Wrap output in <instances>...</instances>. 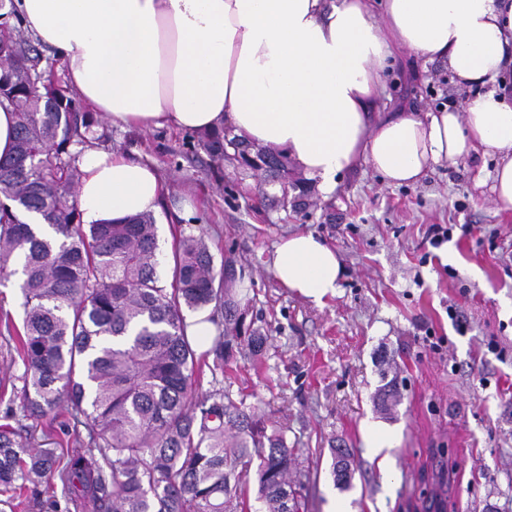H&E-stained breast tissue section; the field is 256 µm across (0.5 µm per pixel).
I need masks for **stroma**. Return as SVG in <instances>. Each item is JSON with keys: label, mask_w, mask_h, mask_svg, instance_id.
I'll return each instance as SVG.
<instances>
[{"label": "stroma", "mask_w": 512, "mask_h": 512, "mask_svg": "<svg viewBox=\"0 0 512 512\" xmlns=\"http://www.w3.org/2000/svg\"><path fill=\"white\" fill-rule=\"evenodd\" d=\"M463 86L446 66L401 55L386 77L387 112L460 105ZM101 149L154 164L165 179L155 215L160 251L179 233L204 234L215 263L233 262L251 297L246 309L267 338L263 366L232 364L231 391L289 447L320 461L309 512H414L450 468L447 512H512V205L491 191L498 159L478 154L440 166L415 185L390 186L369 166L340 178L300 209L273 207L266 173L218 162L195 133L172 127L122 131L100 121ZM435 224H472L474 235L429 243ZM310 232L336 250L343 277L316 303L284 288L271 256L285 236ZM19 275L0 277V365L9 360L6 322L22 318ZM456 318H449V309ZM394 387L391 410L376 394ZM382 427L380 454L368 432ZM352 449L349 489L329 473L330 451ZM387 468H380L382 457Z\"/></svg>", "instance_id": "1"}]
</instances>
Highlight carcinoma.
I'll return each mask as SVG.
<instances>
[{
  "label": "carcinoma",
  "mask_w": 512,
  "mask_h": 512,
  "mask_svg": "<svg viewBox=\"0 0 512 512\" xmlns=\"http://www.w3.org/2000/svg\"><path fill=\"white\" fill-rule=\"evenodd\" d=\"M41 62L29 40L0 29V106L18 116L0 158V274L18 266L23 297L21 325L5 322L22 372L20 410L0 424V490L31 492L52 473L55 449L35 447L25 421L62 409L77 434L56 474L66 512H308L284 431H268L224 386V367L262 360L267 342L244 326L234 265L216 267L203 235H181L167 283L153 214L83 223L75 148L94 138V117L76 96L50 94ZM199 144L235 160L242 141L222 130ZM185 308L214 326L203 351ZM205 366L211 388L199 395ZM331 456L334 482L350 487L353 454Z\"/></svg>",
  "instance_id": "obj_1"
}]
</instances>
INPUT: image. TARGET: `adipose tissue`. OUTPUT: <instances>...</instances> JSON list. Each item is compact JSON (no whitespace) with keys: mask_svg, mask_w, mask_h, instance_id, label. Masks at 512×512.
I'll return each instance as SVG.
<instances>
[{"mask_svg":"<svg viewBox=\"0 0 512 512\" xmlns=\"http://www.w3.org/2000/svg\"><path fill=\"white\" fill-rule=\"evenodd\" d=\"M5 22L50 50L113 126L228 127L284 150L327 195L364 163L411 185L481 151L498 157L492 191L512 204V0H13ZM405 51L446 64L474 97L385 115L384 75ZM79 167L84 223L156 210L153 165L87 147ZM272 270L316 302L342 276L336 251L303 232L281 239Z\"/></svg>","mask_w":512,"mask_h":512,"instance_id":"1","label":"adipose tissue"}]
</instances>
